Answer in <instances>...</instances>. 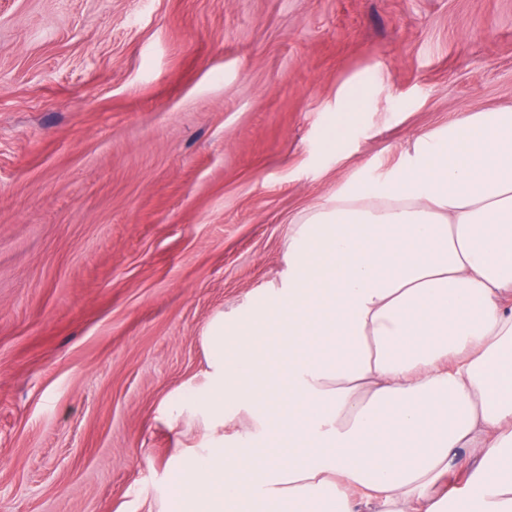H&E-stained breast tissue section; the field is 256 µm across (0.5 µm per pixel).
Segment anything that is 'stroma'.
<instances>
[{"label": "stroma", "instance_id": "35a3bbf8", "mask_svg": "<svg viewBox=\"0 0 512 512\" xmlns=\"http://www.w3.org/2000/svg\"><path fill=\"white\" fill-rule=\"evenodd\" d=\"M502 106L512 0H0V512H150L294 221Z\"/></svg>", "mask_w": 512, "mask_h": 512}]
</instances>
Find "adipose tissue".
<instances>
[{
  "label": "adipose tissue",
  "instance_id": "1",
  "mask_svg": "<svg viewBox=\"0 0 512 512\" xmlns=\"http://www.w3.org/2000/svg\"><path fill=\"white\" fill-rule=\"evenodd\" d=\"M202 346L174 407L207 432L155 512H512V106L308 210L283 286Z\"/></svg>",
  "mask_w": 512,
  "mask_h": 512
}]
</instances>
